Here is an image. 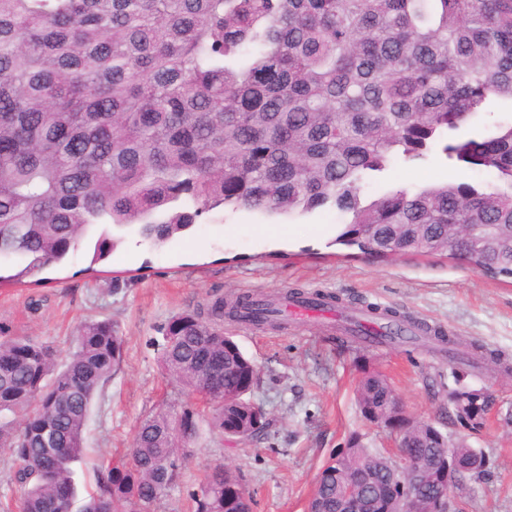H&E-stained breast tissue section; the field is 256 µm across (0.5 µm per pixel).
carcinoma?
I'll return each instance as SVG.
<instances>
[{
    "mask_svg": "<svg viewBox=\"0 0 512 512\" xmlns=\"http://www.w3.org/2000/svg\"><path fill=\"white\" fill-rule=\"evenodd\" d=\"M509 103L512 0H0V259L18 260L0 285L61 263L95 224L136 225L161 247L219 209L292 219L334 208L343 216L335 242L364 257H441L512 280V121L459 134ZM434 154L446 179L414 193L379 187L394 163ZM462 166L489 179L458 181ZM119 243L103 230L92 262ZM289 300L343 304L299 288L278 303L217 296L162 328L158 359L211 408V431L224 433L226 418L247 439L269 427L247 398L255 364L224 320L281 329ZM366 314L387 322V344L457 345L396 310ZM206 353L224 355L223 376L205 370ZM473 355L512 372L500 351ZM123 357L109 320L81 322L63 363L48 342L0 341V447L20 491L0 512H71L92 404ZM447 396L464 403L454 422L484 425L492 397L458 380ZM396 397L381 372H363V418ZM201 434L190 408L145 418L123 459L93 468L80 512H153ZM443 448L455 450L458 477L488 475L466 469L476 456L466 437L430 421L405 432L398 452L430 463ZM331 457L342 458L340 476L312 490L325 512L364 477L392 478V458L354 436ZM61 481L72 488L67 507L55 496ZM241 484L238 470L211 467L194 512H253L252 497L230 494Z\"/></svg>",
    "mask_w": 512,
    "mask_h": 512,
    "instance_id": "obj_1",
    "label": "carcinoma"
}]
</instances>
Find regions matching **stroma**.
<instances>
[{
	"label": "stroma",
	"instance_id": "stroma-1",
	"mask_svg": "<svg viewBox=\"0 0 512 512\" xmlns=\"http://www.w3.org/2000/svg\"><path fill=\"white\" fill-rule=\"evenodd\" d=\"M447 175L434 160L422 166L402 162L383 185L414 190ZM338 225L330 209L289 222L241 209L213 215L159 249L132 228L100 264L90 262V237L64 265L47 271L46 282L0 286V340L32 336L64 354L86 318L116 321L125 339L124 361L93 404L88 461L75 467L81 492L95 485L90 461L118 459L145 417L169 407H199L196 396L168 379L155 341L173 315L219 295L320 289L359 310L372 304L442 326L458 337V356L421 344L363 347L330 332L318 318L289 322L282 331L227 325L259 369L251 398L264 407L270 425L249 440L205 432L156 512H192V494L207 468L220 462L240 468L254 512H304L322 466L350 435H361L377 452L393 449L394 436L367 423L356 405V384L367 370L388 376L408 414L448 433L458 426L442 386L454 377L488 391L497 406H512V375L465 360L475 343L512 355V284L441 258L350 257L348 248L334 242ZM466 438L485 456L491 475L455 486V501L462 512H512V427L493 417Z\"/></svg>",
	"mask_w": 512,
	"mask_h": 512
}]
</instances>
